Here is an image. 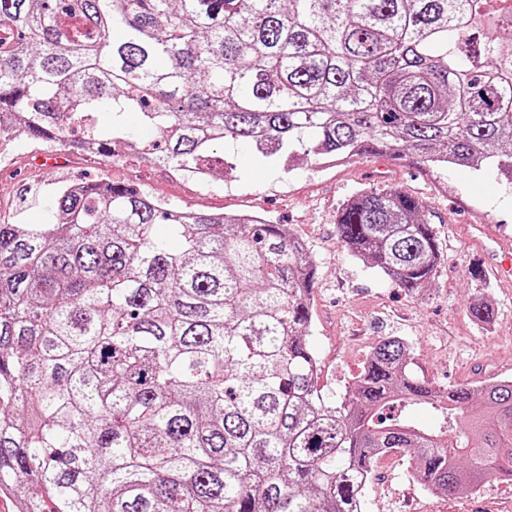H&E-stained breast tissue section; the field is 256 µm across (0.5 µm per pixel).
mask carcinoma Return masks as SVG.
Listing matches in <instances>:
<instances>
[{"instance_id":"obj_1","label":"carcinoma","mask_w":512,"mask_h":512,"mask_svg":"<svg viewBox=\"0 0 512 512\" xmlns=\"http://www.w3.org/2000/svg\"><path fill=\"white\" fill-rule=\"evenodd\" d=\"M0 29L1 133L104 155L134 113L168 168L242 138L512 178V0H0ZM53 214L0 224V490L25 512H362L396 452L437 494L512 474V380L436 388L390 336L339 401L318 392L316 271L285 225L101 180ZM336 229L411 294L438 274L412 196L367 189Z\"/></svg>"}]
</instances>
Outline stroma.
<instances>
[{
	"instance_id": "35a3bbf8",
	"label": "stroma",
	"mask_w": 512,
	"mask_h": 512,
	"mask_svg": "<svg viewBox=\"0 0 512 512\" xmlns=\"http://www.w3.org/2000/svg\"><path fill=\"white\" fill-rule=\"evenodd\" d=\"M205 188L140 162L72 153L61 142L11 140L0 152V222L46 224L59 189L87 178L135 185L174 208L200 213L248 212L290 228L316 266L310 345L324 397L353 385L373 348L389 336L408 341L413 371L436 387L512 379V278L497 279L489 264L512 256V185L496 169H442L412 152L368 154L334 167L307 160L287 170L282 159L258 160L243 140L226 141ZM387 186L426 206L442 251L435 280L408 294L368 267L336 235L338 213L360 191ZM481 270L474 278L473 270ZM493 305V319L472 321L469 299ZM364 512H512V481L438 495L417 481L409 457L390 454L374 466Z\"/></svg>"
}]
</instances>
